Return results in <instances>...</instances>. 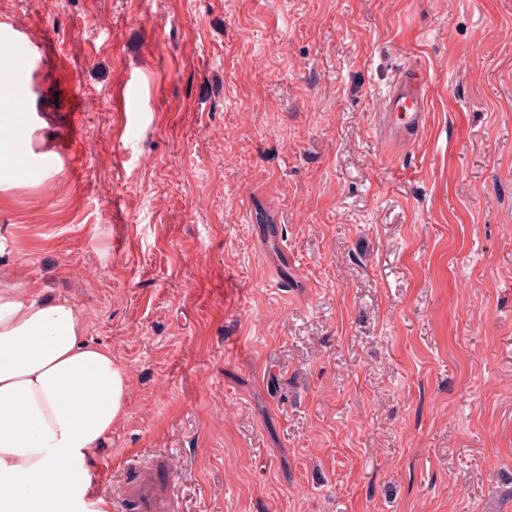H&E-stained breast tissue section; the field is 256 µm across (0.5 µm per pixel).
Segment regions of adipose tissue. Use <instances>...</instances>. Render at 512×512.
I'll use <instances>...</instances> for the list:
<instances>
[{
    "label": "adipose tissue",
    "mask_w": 512,
    "mask_h": 512,
    "mask_svg": "<svg viewBox=\"0 0 512 512\" xmlns=\"http://www.w3.org/2000/svg\"><path fill=\"white\" fill-rule=\"evenodd\" d=\"M36 127L0 121V170L46 152ZM0 242V512H88L89 463L124 415L125 370L69 299L19 281Z\"/></svg>",
    "instance_id": "adipose-tissue-1"
}]
</instances>
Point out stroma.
Returning <instances> with one entry per match:
<instances>
[{"instance_id":"stroma-1","label":"stroma","mask_w":512,"mask_h":512,"mask_svg":"<svg viewBox=\"0 0 512 512\" xmlns=\"http://www.w3.org/2000/svg\"><path fill=\"white\" fill-rule=\"evenodd\" d=\"M76 158L0 190L15 275L129 379L94 497L176 512H512V0H0ZM422 73L389 156L380 108ZM140 100L126 134L123 74ZM12 27L11 38L9 40V49L17 59L29 63L38 57H43L48 52L46 42L37 39L33 34L23 26L10 24ZM383 134L390 143H414L428 121V97L423 82L410 69L393 83L384 106ZM135 470L134 478L120 483L119 496L135 503L138 512H175V485L167 460L155 457L138 462Z\"/></svg>"}]
</instances>
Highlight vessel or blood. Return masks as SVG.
<instances>
[{"label":"vessel or blood","instance_id":"1","mask_svg":"<svg viewBox=\"0 0 512 512\" xmlns=\"http://www.w3.org/2000/svg\"><path fill=\"white\" fill-rule=\"evenodd\" d=\"M9 49L29 63L45 56L46 42L23 26H13ZM383 134L391 143H414L428 121V97L423 82L412 70L401 72L384 106ZM166 459L155 457L137 463L134 478L119 485L123 500L135 503L138 512H175V485Z\"/></svg>","mask_w":512,"mask_h":512}]
</instances>
